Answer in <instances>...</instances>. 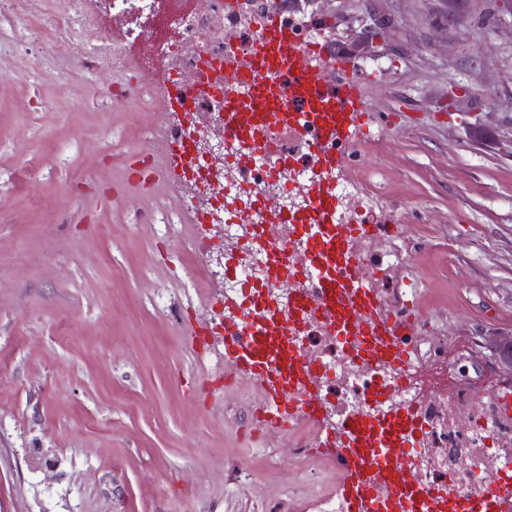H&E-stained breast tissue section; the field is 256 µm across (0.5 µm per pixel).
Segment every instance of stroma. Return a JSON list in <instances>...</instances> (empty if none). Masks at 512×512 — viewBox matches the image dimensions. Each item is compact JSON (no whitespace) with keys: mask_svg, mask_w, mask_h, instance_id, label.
<instances>
[{"mask_svg":"<svg viewBox=\"0 0 512 512\" xmlns=\"http://www.w3.org/2000/svg\"><path fill=\"white\" fill-rule=\"evenodd\" d=\"M325 61L369 75L373 138L345 175L379 196L387 257L448 344L438 387L512 385L479 336L512 335V6L506 0H290ZM381 21L372 58L364 27ZM0 92V512H317L331 457L287 461L246 432L259 389L225 385L220 304L235 241L203 273L173 204L133 189L140 127L85 76ZM32 168L42 209L11 172Z\"/></svg>","mask_w":512,"mask_h":512,"instance_id":"stroma-1","label":"stroma"}]
</instances>
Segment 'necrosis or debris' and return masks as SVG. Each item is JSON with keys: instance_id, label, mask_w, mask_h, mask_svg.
<instances>
[{"instance_id": "necrosis-or-debris-1", "label": "necrosis or debris", "mask_w": 512, "mask_h": 512, "mask_svg": "<svg viewBox=\"0 0 512 512\" xmlns=\"http://www.w3.org/2000/svg\"><path fill=\"white\" fill-rule=\"evenodd\" d=\"M263 6L260 0H202L200 6L184 0H0V46L25 41L38 43L37 54L0 65L8 80L38 83L47 60L62 58L81 66L87 75L108 71L110 83L99 85L107 98H116L133 121L148 112H180L183 104L171 99L172 88L185 90L191 98L192 122L166 121L144 130L141 151L154 150L159 142L176 140L191 157L188 177L169 183L177 214H193L199 244L195 254L208 256L210 227L223 225L237 243H248L243 265L248 276L259 278L265 259L251 244L254 225L263 223L266 203L277 210L306 209L312 188V169L298 164L283 166L269 178L251 183L249 197L238 201V212H248L247 222L236 215L225 217L224 197L236 191L237 168L228 161L235 146L224 139V94L212 79L224 65V46L243 49L256 36ZM141 50L137 68H130L126 47ZM306 356L321 364L318 387L332 400L323 424L306 422L289 430L300 447L299 454L312 459L311 448L322 434L336 429V420L362 411L383 416L410 405L422 411L427 428L422 445L410 453L415 481L455 498L485 497L503 461L512 458V448L492 450L483 418L473 419L468 431L457 429L454 417L463 403L458 397L422 396L426 377L448 358L446 346L427 342L414 356L413 379L406 387L387 392L374 405L362 398L366 378L391 381L393 366H367L339 350L324 325L310 320L299 338ZM468 450L458 459L451 446Z\"/></svg>"}]
</instances>
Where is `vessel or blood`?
Wrapping results in <instances>:
<instances>
[{"label": "vessel or blood", "instance_id": "vessel-or-blood-1", "mask_svg": "<svg viewBox=\"0 0 512 512\" xmlns=\"http://www.w3.org/2000/svg\"><path fill=\"white\" fill-rule=\"evenodd\" d=\"M319 46L307 43L281 9H270L246 51L228 48L224 75V137L237 147L233 161L246 179L259 176L251 159L273 152V135L290 133L301 153L280 155L286 165L308 155L316 167H329L347 152L350 128L364 123L369 108L363 77L333 80L310 63ZM280 214L259 225L255 235L268 267L269 288L247 309L240 299L224 301V362L256 384L263 396L259 416L267 430L283 431L299 420L320 422L327 401L314 388L318 365L296 346L302 316L322 320L344 353L372 366L404 367L415 351L409 307L387 316L365 271L372 260L352 250L355 239L372 237L377 224L336 221V190L316 184L309 207L287 234L275 233ZM296 293L282 297L281 283ZM421 415L408 407L388 417L345 418L342 435L324 447L341 475L346 512H512V473L498 475L483 502L443 497L412 479L406 467L421 434Z\"/></svg>", "mask_w": 512, "mask_h": 512}]
</instances>
